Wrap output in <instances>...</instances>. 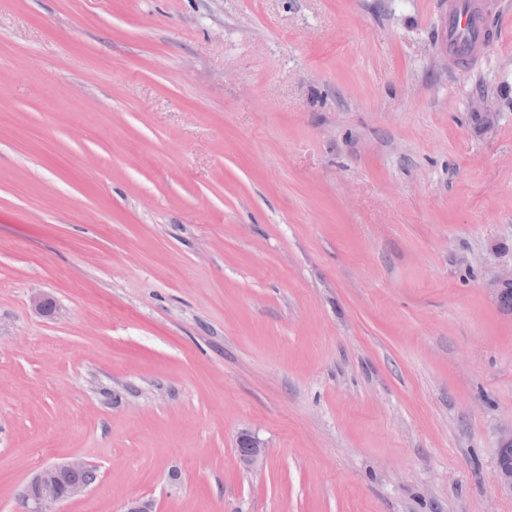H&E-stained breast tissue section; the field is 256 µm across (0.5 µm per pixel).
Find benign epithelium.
Listing matches in <instances>:
<instances>
[{"mask_svg":"<svg viewBox=\"0 0 512 512\" xmlns=\"http://www.w3.org/2000/svg\"><path fill=\"white\" fill-rule=\"evenodd\" d=\"M242 449L240 461L252 472L263 468L267 455L265 443L249 431L237 437ZM501 486L512 492V430L502 436L497 459ZM98 480L97 470L80 458L49 465L36 471L23 487L20 497L25 512H47L50 504L83 495Z\"/></svg>","mask_w":512,"mask_h":512,"instance_id":"1","label":"benign epithelium"}]
</instances>
